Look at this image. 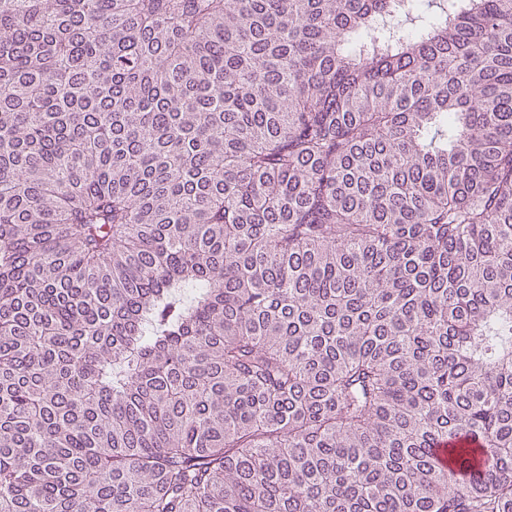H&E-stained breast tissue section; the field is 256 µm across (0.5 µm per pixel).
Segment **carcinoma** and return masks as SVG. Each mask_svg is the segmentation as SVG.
I'll list each match as a JSON object with an SVG mask.
<instances>
[{"label": "carcinoma", "mask_w": 512, "mask_h": 512, "mask_svg": "<svg viewBox=\"0 0 512 512\" xmlns=\"http://www.w3.org/2000/svg\"><path fill=\"white\" fill-rule=\"evenodd\" d=\"M0 512H512V0H0Z\"/></svg>", "instance_id": "obj_1"}]
</instances>
